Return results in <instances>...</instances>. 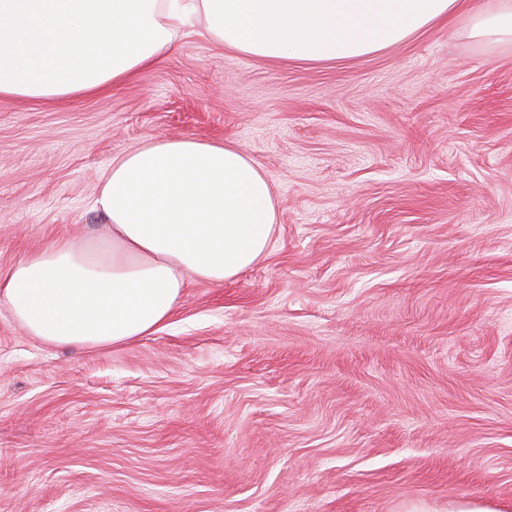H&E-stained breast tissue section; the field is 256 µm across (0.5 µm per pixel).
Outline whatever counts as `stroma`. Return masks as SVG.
<instances>
[{"instance_id":"35a3bbf8","label":"stroma","mask_w":512,"mask_h":512,"mask_svg":"<svg viewBox=\"0 0 512 512\" xmlns=\"http://www.w3.org/2000/svg\"><path fill=\"white\" fill-rule=\"evenodd\" d=\"M224 142L267 254L119 346L0 302V512H512V44L437 24L343 62L179 40L67 103L0 97V274L104 233L112 160Z\"/></svg>"}]
</instances>
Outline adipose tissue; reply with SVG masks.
Here are the masks:
<instances>
[{
  "label": "adipose tissue",
  "mask_w": 512,
  "mask_h": 512,
  "mask_svg": "<svg viewBox=\"0 0 512 512\" xmlns=\"http://www.w3.org/2000/svg\"><path fill=\"white\" fill-rule=\"evenodd\" d=\"M480 41H512V0H0V97L63 101L122 84L179 36L270 60L372 55L458 18ZM108 232L59 240L0 276V300L56 347L153 333L191 281L221 284L267 252L272 188L236 148L148 139L110 164L95 200Z\"/></svg>",
  "instance_id": "obj_1"
}]
</instances>
